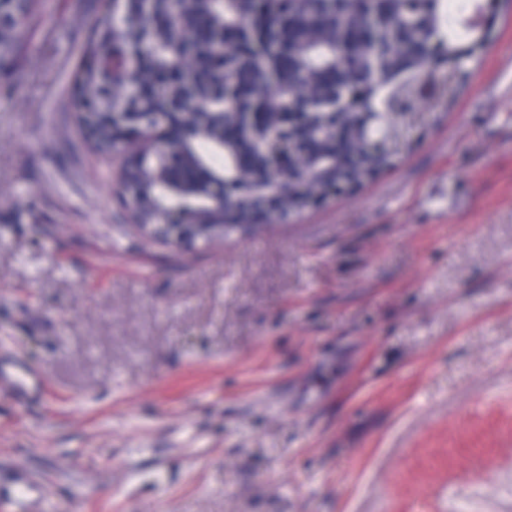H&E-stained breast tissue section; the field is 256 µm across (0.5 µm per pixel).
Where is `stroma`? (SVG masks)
I'll return each mask as SVG.
<instances>
[{
    "label": "stroma",
    "mask_w": 512,
    "mask_h": 512,
    "mask_svg": "<svg viewBox=\"0 0 512 512\" xmlns=\"http://www.w3.org/2000/svg\"><path fill=\"white\" fill-rule=\"evenodd\" d=\"M102 0L0 94V496L21 512H512V12L397 165L272 229L122 230L71 106Z\"/></svg>",
    "instance_id": "1"
}]
</instances>
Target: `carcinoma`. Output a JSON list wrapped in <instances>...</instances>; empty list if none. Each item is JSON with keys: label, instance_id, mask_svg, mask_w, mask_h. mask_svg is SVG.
<instances>
[{"label": "carcinoma", "instance_id": "carcinoma-1", "mask_svg": "<svg viewBox=\"0 0 512 512\" xmlns=\"http://www.w3.org/2000/svg\"><path fill=\"white\" fill-rule=\"evenodd\" d=\"M38 6L39 0H0V78L26 51L21 28ZM482 26L477 0H268L262 9L257 0H112V15L80 45L72 88L90 113L97 150L124 137L116 112L149 115L154 125L168 121L169 135L181 143L197 130L209 132L174 161L152 142L139 150L193 198L208 195L211 170L234 179L241 195L217 198L190 216L201 231L212 224H280L305 211L336 177L363 186L394 167L399 156L370 152V139L400 125L391 102L437 64L457 90L485 49ZM354 88L364 92L359 106L348 98ZM254 92L262 96L260 127L242 120ZM289 111L299 113L288 128L297 145L294 171L266 174L255 143L278 131ZM363 112L380 113L381 124L368 123ZM268 180L278 192L260 212L254 200ZM119 200L136 224L159 216L139 163L122 168Z\"/></svg>", "mask_w": 512, "mask_h": 512}]
</instances>
